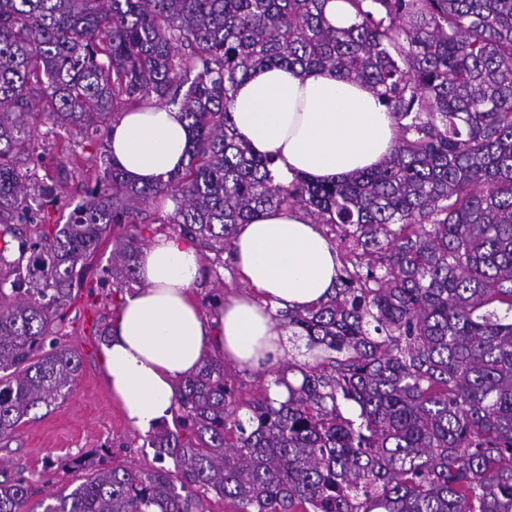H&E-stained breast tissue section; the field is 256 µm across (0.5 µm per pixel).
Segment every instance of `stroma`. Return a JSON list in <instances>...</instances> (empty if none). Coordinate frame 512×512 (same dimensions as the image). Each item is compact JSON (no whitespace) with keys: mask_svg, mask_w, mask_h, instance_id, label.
I'll use <instances>...</instances> for the list:
<instances>
[{"mask_svg":"<svg viewBox=\"0 0 512 512\" xmlns=\"http://www.w3.org/2000/svg\"><path fill=\"white\" fill-rule=\"evenodd\" d=\"M32 147L44 165H52L58 155L64 154L77 170L75 177L63 184L60 204L49 212L52 223H66L87 189L103 176L107 151L100 138L85 140L74 130L49 122L37 126ZM111 256L112 242L107 239L88 258L86 286L75 291L67 309L62 334L81 357L71 392L45 415L22 424L14 439L0 441V466L30 482L35 491L30 500L34 512H43L41 502L48 495L81 482V473H66L59 468L61 462L77 454L100 448L117 464L149 467L155 462L145 432L129 426L113 401L100 359L103 333L117 312L115 303L131 291L130 286L119 288L105 279ZM90 285L95 288L91 294L86 291ZM243 290L229 256L201 261L194 294L204 315L212 313L209 296L221 291L229 297Z\"/></svg>","mask_w":512,"mask_h":512,"instance_id":"stroma-1","label":"stroma"}]
</instances>
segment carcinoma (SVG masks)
I'll return each instance as SVG.
<instances>
[{"instance_id":"carcinoma-1","label":"carcinoma","mask_w":512,"mask_h":512,"mask_svg":"<svg viewBox=\"0 0 512 512\" xmlns=\"http://www.w3.org/2000/svg\"><path fill=\"white\" fill-rule=\"evenodd\" d=\"M325 2L0 0V235L19 253L0 273V441L71 391L80 355L61 327L103 239L127 282L146 223L231 253L237 225L300 207L347 241L326 300L273 314L294 352L261 373L262 393L244 397L205 354L173 426L146 438L174 469L85 452L67 461L84 480L44 512H210L211 495L235 512H512V0H347V28ZM257 66L371 85L398 127L390 159L276 181L231 115ZM153 103L189 122L183 169L137 187L111 166L50 228L68 169L25 167L37 125L105 134ZM159 197L164 218L145 209ZM32 494L0 468V512ZM324 14L334 27H345L352 22L350 7L344 0H327Z\"/></svg>"}]
</instances>
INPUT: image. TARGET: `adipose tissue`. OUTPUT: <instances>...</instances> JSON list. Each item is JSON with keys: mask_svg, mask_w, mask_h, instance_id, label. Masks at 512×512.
Listing matches in <instances>:
<instances>
[{"mask_svg": "<svg viewBox=\"0 0 512 512\" xmlns=\"http://www.w3.org/2000/svg\"><path fill=\"white\" fill-rule=\"evenodd\" d=\"M232 120L254 153L273 159L283 181L347 178L383 165L397 139L391 112L366 84L319 68L259 67L234 91ZM190 131L181 112L152 105L112 125L111 159L125 179L153 184L187 162ZM246 294L209 323L191 296L200 259L185 240L160 236L138 257L143 287L126 294L102 346L106 378L127 422L147 430L169 418L178 383L206 349L246 367L265 365L282 329L263 296L306 307L336 283V250L299 209H270L235 232Z\"/></svg>", "mask_w": 512, "mask_h": 512, "instance_id": "ef3b65f1", "label": "adipose tissue"}]
</instances>
